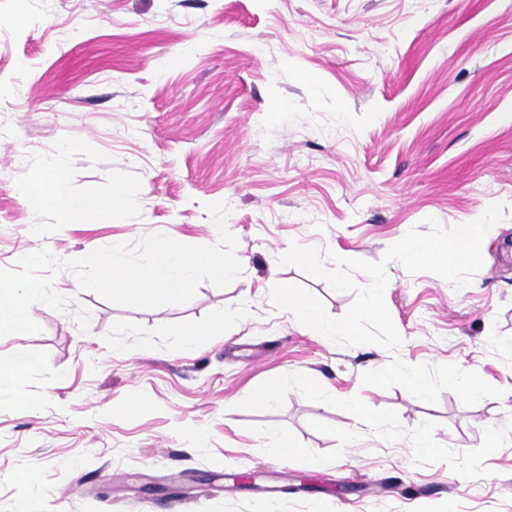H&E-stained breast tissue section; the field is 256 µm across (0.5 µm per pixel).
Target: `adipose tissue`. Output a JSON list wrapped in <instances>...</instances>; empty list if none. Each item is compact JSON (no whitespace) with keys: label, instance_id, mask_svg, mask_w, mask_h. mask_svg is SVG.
<instances>
[{"label":"adipose tissue","instance_id":"obj_1","mask_svg":"<svg viewBox=\"0 0 512 512\" xmlns=\"http://www.w3.org/2000/svg\"><path fill=\"white\" fill-rule=\"evenodd\" d=\"M21 196L29 209L36 213L48 206L61 208L71 224L89 223L97 211L116 210L125 203L123 191L119 188L114 189L111 196L105 199L70 197L65 191L63 175L59 172L27 183L21 189Z\"/></svg>","mask_w":512,"mask_h":512}]
</instances>
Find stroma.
Returning <instances> with one entry per match:
<instances>
[{
	"label": "stroma",
	"instance_id": "35a3bbf8",
	"mask_svg": "<svg viewBox=\"0 0 512 512\" xmlns=\"http://www.w3.org/2000/svg\"><path fill=\"white\" fill-rule=\"evenodd\" d=\"M58 168L71 196L118 186L124 207L31 212L20 187ZM221 201L228 287L139 309L62 270L65 309L33 304L40 332L0 337V363L32 360L0 395V512H512V0H0V269L154 233L213 246ZM495 202L468 285L388 264L397 350L336 344L270 300L297 284L343 317L354 293L279 265L291 244L375 262ZM402 365L425 394L377 382ZM358 408L384 430L351 434ZM268 430L301 454L269 455Z\"/></svg>",
	"mask_w": 512,
	"mask_h": 512
}]
</instances>
